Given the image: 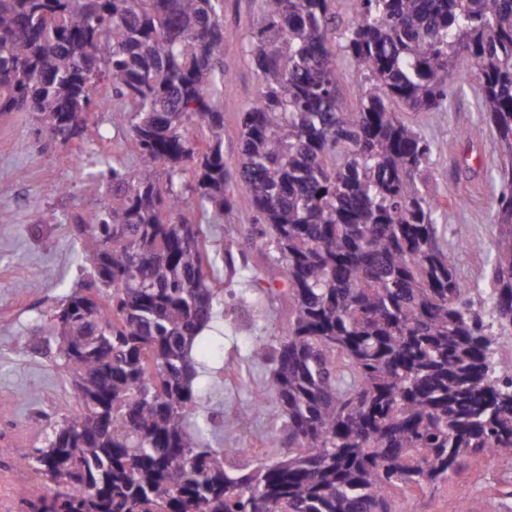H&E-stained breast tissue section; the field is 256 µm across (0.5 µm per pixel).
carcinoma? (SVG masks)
I'll use <instances>...</instances> for the list:
<instances>
[{
	"label": "carcinoma",
	"instance_id": "obj_1",
	"mask_svg": "<svg viewBox=\"0 0 512 512\" xmlns=\"http://www.w3.org/2000/svg\"><path fill=\"white\" fill-rule=\"evenodd\" d=\"M260 0L243 49L258 80L224 159L217 82L230 78L224 0H0V113L29 112L51 141L84 139L105 82L131 106L139 166L76 225L89 280L45 345L75 387L25 463L48 478L33 512H392L471 455L512 464V0ZM363 74L337 100V59ZM469 61L503 187L487 297L440 244V199L414 176L431 144L396 112L443 106ZM203 132L200 149L187 135ZM270 239L288 283L269 355L288 451L213 448L189 420L193 359L221 313L214 261L183 213L214 208ZM244 458L238 465L229 460Z\"/></svg>",
	"mask_w": 512,
	"mask_h": 512
}]
</instances>
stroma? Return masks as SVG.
Instances as JSON below:
<instances>
[{
    "instance_id": "1",
    "label": "stroma",
    "mask_w": 512,
    "mask_h": 512,
    "mask_svg": "<svg viewBox=\"0 0 512 512\" xmlns=\"http://www.w3.org/2000/svg\"><path fill=\"white\" fill-rule=\"evenodd\" d=\"M255 20L252 0H224V25L236 40L224 46L232 81L223 88L224 157L240 153L237 116L256 94L257 78L240 44ZM105 109L91 116V141L59 147L48 142L26 112L0 114V477L30 448L39 445L48 420L45 410L68 403L74 388L45 352L41 328L91 269L80 257L72 232L75 217L92 219L112 196L109 168L135 173L136 145L122 100L107 86ZM396 111L432 143L428 163L416 175L418 187L439 198L452 194L459 168L480 173L483 188L465 203L441 207L439 234L458 274L473 294L484 293L495 250L494 199L501 189L493 132L479 112L475 79L455 85L440 112ZM202 225L210 252L224 260L218 284L224 313L198 338L196 364L204 365L209 386L194 409L207 417L211 439L226 448L262 452L280 447L283 432L269 407L250 408V394L266 386L271 364L251 357L249 346L268 339L286 323L283 281L266 273L268 244L228 236L197 206L185 209ZM249 306L237 307L238 296ZM28 347L18 352L16 342ZM250 408L252 423L239 430L236 418ZM413 512H512V465L477 456L435 487L417 494Z\"/></svg>"
}]
</instances>
